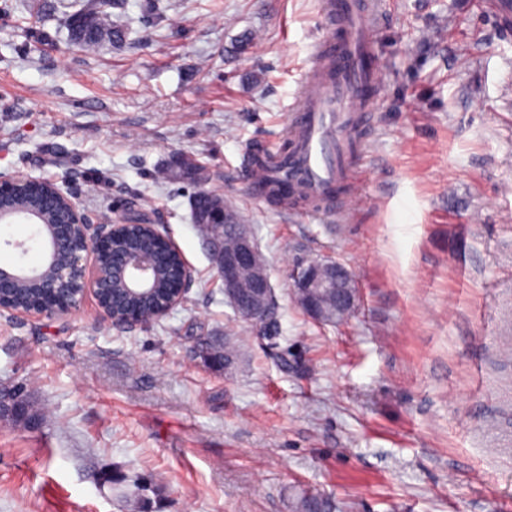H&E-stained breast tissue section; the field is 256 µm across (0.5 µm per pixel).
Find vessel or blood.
<instances>
[{
  "mask_svg": "<svg viewBox=\"0 0 512 512\" xmlns=\"http://www.w3.org/2000/svg\"><path fill=\"white\" fill-rule=\"evenodd\" d=\"M328 22L290 115L285 145L245 156L251 194L311 215L344 213L356 186L382 68L373 0H325Z\"/></svg>",
  "mask_w": 512,
  "mask_h": 512,
  "instance_id": "obj_1",
  "label": "vessel or blood"
}]
</instances>
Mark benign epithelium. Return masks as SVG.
I'll list each match as a JSON object with an SVG mask.
<instances>
[{
  "mask_svg": "<svg viewBox=\"0 0 512 512\" xmlns=\"http://www.w3.org/2000/svg\"><path fill=\"white\" fill-rule=\"evenodd\" d=\"M20 188H27L54 204L61 211L63 223L51 224L45 229L46 256L42 266H0V286L14 284L26 277L38 281V288L17 307L13 295L0 291V309L24 314L44 316L67 314L80 306L85 296L95 297L104 317L114 325H145L166 316L182 304L194 280V269L185 261L179 247L166 238L158 224H141L146 238L162 245L174 263L166 273V288H151L159 274V261L155 251L133 243L120 265L112 267L106 275L104 261L112 255V243L128 237L130 225L112 221L93 223L73 200V193L56 183L28 175L0 176V200ZM215 193L202 190L193 197V205L206 224L220 222L212 211L210 200ZM239 244L235 252L224 255V298L238 315H245L255 322L263 321L274 309V288L270 276L259 278L244 292L241 275L246 270L267 268L251 230L244 224L238 229ZM350 271L341 262L324 256L308 266L292 268V287L304 295L303 306L315 322H322V315L313 301L321 288L336 287L337 278L348 276ZM125 285V292L148 295L154 299L150 316L137 311L118 313L113 306L115 283ZM24 414L23 406L7 394H0V421L9 422Z\"/></svg>",
  "mask_w": 512,
  "mask_h": 512,
  "instance_id": "obj_1",
  "label": "benign epithelium"
}]
</instances>
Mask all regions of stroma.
<instances>
[{
    "label": "stroma",
    "mask_w": 512,
    "mask_h": 512,
    "mask_svg": "<svg viewBox=\"0 0 512 512\" xmlns=\"http://www.w3.org/2000/svg\"><path fill=\"white\" fill-rule=\"evenodd\" d=\"M67 2L0 0V175L160 225L196 274L131 330L91 295L0 310V385L40 416L0 423V512H291L297 490L341 512H512V27L493 0H376L379 97L342 223L253 198L243 163L286 134L324 0H125L126 41L93 54L69 42ZM177 156L203 180L160 179ZM201 189L250 225L279 335L225 301L191 220ZM323 256L359 291L340 325L289 284ZM43 260L36 225L0 221V266ZM229 330L237 366H205L200 340Z\"/></svg>",
    "instance_id": "1"
}]
</instances>
